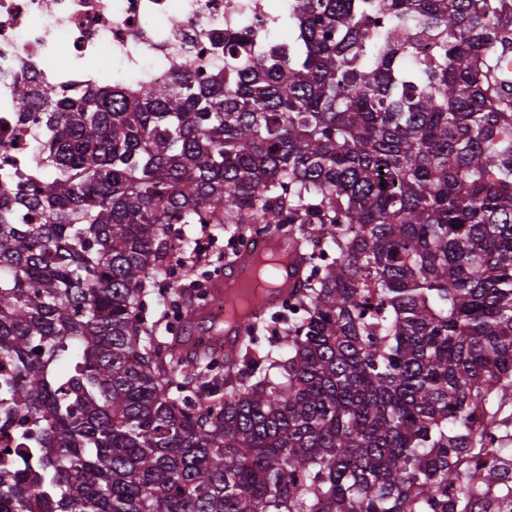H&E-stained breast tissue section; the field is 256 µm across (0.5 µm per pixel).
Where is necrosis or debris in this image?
I'll return each mask as SVG.
<instances>
[{"instance_id":"obj_1","label":"necrosis or debris","mask_w":512,"mask_h":512,"mask_svg":"<svg viewBox=\"0 0 512 512\" xmlns=\"http://www.w3.org/2000/svg\"><path fill=\"white\" fill-rule=\"evenodd\" d=\"M238 28L277 30L272 0H0V117L22 78L64 93L87 81L145 95L186 57L202 74L222 72L224 32ZM62 38L68 58L58 64ZM105 51L115 63L106 79L97 69Z\"/></svg>"}]
</instances>
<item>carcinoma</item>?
<instances>
[{"mask_svg":"<svg viewBox=\"0 0 512 512\" xmlns=\"http://www.w3.org/2000/svg\"><path fill=\"white\" fill-rule=\"evenodd\" d=\"M147 96L16 87L0 356L39 441L19 512H475L512 400V0H287ZM315 234L288 311L224 371L143 318L173 240ZM277 337L263 344L266 335ZM83 459L78 473L70 459Z\"/></svg>","mask_w":512,"mask_h":512,"instance_id":"obj_1","label":"carcinoma"}]
</instances>
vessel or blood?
<instances>
[{"instance_id": "b4317fda", "label": "vessel or blood", "mask_w": 512, "mask_h": 512, "mask_svg": "<svg viewBox=\"0 0 512 512\" xmlns=\"http://www.w3.org/2000/svg\"><path fill=\"white\" fill-rule=\"evenodd\" d=\"M281 241L291 249L289 259L291 266V280L288 287L270 290L262 283L251 282L253 297L252 318H262L279 302L287 300L303 281L309 260L308 255L301 247L299 240L291 233L282 230H272L261 238L250 240L232 260L226 261L221 277L216 278L211 290V297L207 302L194 305L186 317L189 335L182 342L183 353L194 355L216 350L228 358H235L245 339V327L241 324L225 326L223 313L224 293L222 285L225 279L234 277L248 280L252 258L263 252L269 242Z\"/></svg>"}]
</instances>
